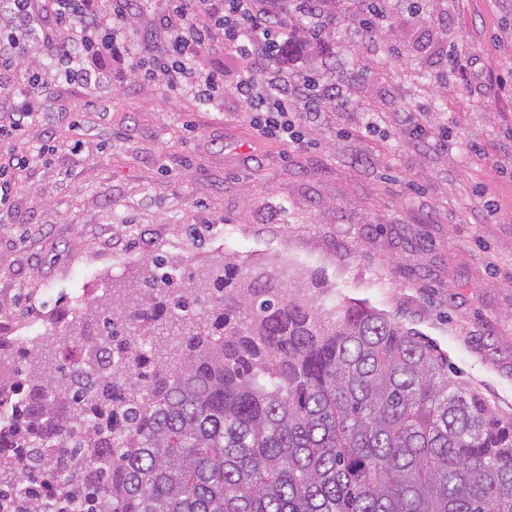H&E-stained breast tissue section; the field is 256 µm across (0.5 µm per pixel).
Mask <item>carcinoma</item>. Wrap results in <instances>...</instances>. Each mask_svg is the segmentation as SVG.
<instances>
[{
	"instance_id": "carcinoma-1",
	"label": "carcinoma",
	"mask_w": 512,
	"mask_h": 512,
	"mask_svg": "<svg viewBox=\"0 0 512 512\" xmlns=\"http://www.w3.org/2000/svg\"><path fill=\"white\" fill-rule=\"evenodd\" d=\"M290 278L155 256L46 337L71 359L0 336V512H512V417L421 333Z\"/></svg>"
}]
</instances>
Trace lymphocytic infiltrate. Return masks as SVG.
<instances>
[{
    "label": "lymphocytic infiltrate",
    "mask_w": 512,
    "mask_h": 512,
    "mask_svg": "<svg viewBox=\"0 0 512 512\" xmlns=\"http://www.w3.org/2000/svg\"><path fill=\"white\" fill-rule=\"evenodd\" d=\"M158 24L140 51L131 48L129 24L140 0H0V71L28 56L30 45L14 31L21 24L36 32L45 51L66 63L64 75L89 86L111 82L99 60L126 55L130 69L147 67L166 89L190 94L200 103L221 108L224 76L203 67L198 55L216 37L241 62L233 88L259 137L298 141L294 114L299 103L317 109L328 91L305 75L288 76L273 53L280 33L260 0H160ZM109 24H102V15ZM50 74L29 78L12 120L0 124V138L27 135L45 96Z\"/></svg>",
    "instance_id": "1"
}]
</instances>
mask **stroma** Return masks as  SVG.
Returning a JSON list of instances; mask_svg holds the SVG:
<instances>
[{"instance_id":"stroma-1","label":"stroma","mask_w":512,"mask_h":512,"mask_svg":"<svg viewBox=\"0 0 512 512\" xmlns=\"http://www.w3.org/2000/svg\"><path fill=\"white\" fill-rule=\"evenodd\" d=\"M294 68L340 89L299 113L302 144L120 69L106 88L53 81L25 139L51 141L0 214V336L39 349L76 300L154 255L288 262L420 332L455 379L512 417V0H350ZM435 132L413 145L401 121Z\"/></svg>"}]
</instances>
